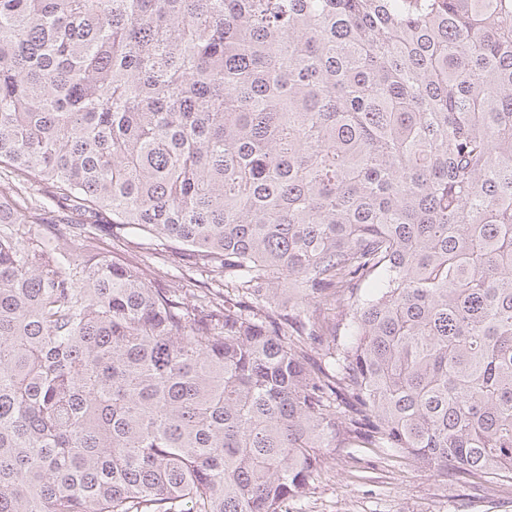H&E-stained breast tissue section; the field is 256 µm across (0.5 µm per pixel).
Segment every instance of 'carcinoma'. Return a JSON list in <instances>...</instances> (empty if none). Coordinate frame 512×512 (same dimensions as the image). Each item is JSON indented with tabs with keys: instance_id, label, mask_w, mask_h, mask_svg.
Returning a JSON list of instances; mask_svg holds the SVG:
<instances>
[{
	"instance_id": "obj_1",
	"label": "carcinoma",
	"mask_w": 512,
	"mask_h": 512,
	"mask_svg": "<svg viewBox=\"0 0 512 512\" xmlns=\"http://www.w3.org/2000/svg\"><path fill=\"white\" fill-rule=\"evenodd\" d=\"M1 165L0 512L512 483V0H0ZM153 243L154 246L152 247L157 249L154 251L157 253L156 256L165 260V264L169 270L168 275L162 278H158V280L155 281V287L176 288L183 281L181 278V273H185L184 262L181 260L182 257L172 252L169 248H167V246L162 245V243H164L162 241L155 239Z\"/></svg>"
}]
</instances>
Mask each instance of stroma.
<instances>
[{"mask_svg": "<svg viewBox=\"0 0 512 512\" xmlns=\"http://www.w3.org/2000/svg\"><path fill=\"white\" fill-rule=\"evenodd\" d=\"M282 512H512V487L446 480L383 448L337 456L319 481L289 498Z\"/></svg>", "mask_w": 512, "mask_h": 512, "instance_id": "1", "label": "stroma"}]
</instances>
